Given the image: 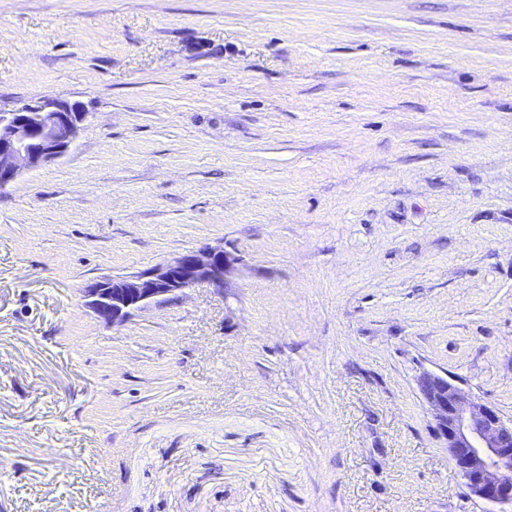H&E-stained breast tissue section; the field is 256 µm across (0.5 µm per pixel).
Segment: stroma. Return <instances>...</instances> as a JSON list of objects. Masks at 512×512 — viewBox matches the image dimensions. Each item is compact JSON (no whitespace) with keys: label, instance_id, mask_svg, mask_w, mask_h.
Instances as JSON below:
<instances>
[{"label":"stroma","instance_id":"35a3bbf8","mask_svg":"<svg viewBox=\"0 0 512 512\" xmlns=\"http://www.w3.org/2000/svg\"><path fill=\"white\" fill-rule=\"evenodd\" d=\"M0 512H484L416 391L512 418V0H0ZM240 257L124 326L94 281ZM87 118L82 106L58 99L22 101L0 109V192L22 169L50 165L67 153Z\"/></svg>","mask_w":512,"mask_h":512}]
</instances>
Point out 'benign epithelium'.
Segmentation results:
<instances>
[{"mask_svg":"<svg viewBox=\"0 0 512 512\" xmlns=\"http://www.w3.org/2000/svg\"><path fill=\"white\" fill-rule=\"evenodd\" d=\"M86 118L80 104L58 99L22 101L0 111V192L11 187L21 170L50 165L65 155ZM238 262L224 248L204 244L150 270L86 285L84 305L104 323L119 327L199 283L225 288L227 273ZM416 385L470 495L499 506L497 512H512V419L475 401L446 373L424 370Z\"/></svg>","mask_w":512,"mask_h":512,"instance_id":"obj_1","label":"benign epithelium"}]
</instances>
